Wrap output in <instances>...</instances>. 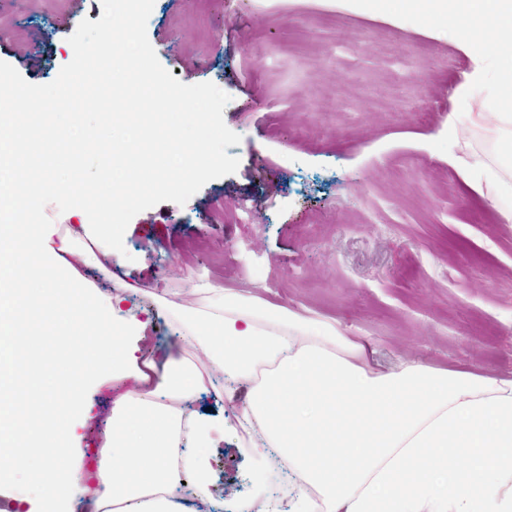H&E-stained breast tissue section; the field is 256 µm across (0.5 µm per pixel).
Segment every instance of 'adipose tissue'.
I'll return each mask as SVG.
<instances>
[{
    "instance_id": "ef3b65f1",
    "label": "adipose tissue",
    "mask_w": 512,
    "mask_h": 512,
    "mask_svg": "<svg viewBox=\"0 0 512 512\" xmlns=\"http://www.w3.org/2000/svg\"><path fill=\"white\" fill-rule=\"evenodd\" d=\"M421 2L491 30L462 42L475 68L459 96L471 124L511 130L512 108L486 103L512 86V0ZM21 121L35 128L42 115L0 107V160L16 170L0 183V482L23 473L54 505L91 491L94 512H187L208 491L206 451L222 423L183 406L220 376L249 389L239 426L251 447L272 449L308 487L290 512H512V379L421 361L380 371L335 323L203 280L192 315L157 300L175 325L164 361L137 356L127 339L148 327L139 305L122 293L84 304L72 260L111 254L122 227L76 222L63 234L43 221L33 198L45 189L66 195L76 218L85 200L76 183L31 178L36 145L19 139ZM34 261L39 273L23 277ZM88 320L98 340L75 339ZM189 347L202 359L186 357ZM109 381L128 389L112 401V433L88 471L70 453L83 393ZM61 389L68 404L53 401Z\"/></svg>"
}]
</instances>
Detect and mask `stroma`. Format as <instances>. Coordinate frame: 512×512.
I'll use <instances>...</instances> for the list:
<instances>
[{"mask_svg": "<svg viewBox=\"0 0 512 512\" xmlns=\"http://www.w3.org/2000/svg\"><path fill=\"white\" fill-rule=\"evenodd\" d=\"M101 9L0 0V61L53 81L73 58L69 37ZM147 35L181 82L229 95L239 166L185 204L137 214L111 258L81 265L93 292L113 291L114 273L142 306L162 292L190 313L205 276L335 322L383 369L420 360L512 378V223L464 169L473 157L512 168V141L465 122L457 94L473 69L458 38L488 37L483 25L388 0H156ZM85 396L76 445L88 453L112 430V387ZM246 396L239 386L186 407L224 420L209 451L217 501L254 494L262 455L238 426Z\"/></svg>", "mask_w": 512, "mask_h": 512, "instance_id": "obj_1", "label": "stroma"}]
</instances>
